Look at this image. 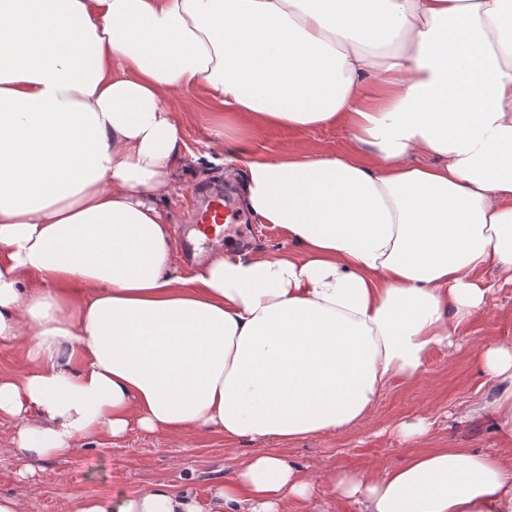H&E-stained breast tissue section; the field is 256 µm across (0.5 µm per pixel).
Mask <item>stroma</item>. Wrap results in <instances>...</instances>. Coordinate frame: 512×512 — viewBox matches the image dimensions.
<instances>
[{
    "instance_id": "35a3bbf8",
    "label": "stroma",
    "mask_w": 512,
    "mask_h": 512,
    "mask_svg": "<svg viewBox=\"0 0 512 512\" xmlns=\"http://www.w3.org/2000/svg\"><path fill=\"white\" fill-rule=\"evenodd\" d=\"M177 104L184 116L186 145L204 160L208 175L199 178L193 167L177 173L175 193L166 205L176 234L191 222L195 189L213 183L233 189L239 185L226 177L219 163L224 156V138L219 134L223 114L204 106L199 89L183 93ZM245 140L262 158L287 149L303 154L312 146L335 154L350 145L348 131L337 126L302 131L263 126L249 131ZM485 341L512 345V283L495 289L486 309L455 337L452 347L432 355L419 379L394 381L363 425L280 444L277 453L299 466L319 462L333 469L380 473L427 448L489 452L511 448L512 440L497 431L492 416H467L476 402L493 393L478 360V347ZM422 417L430 423L427 434L418 441L404 440L401 425ZM13 431V422L0 421V495L31 498L33 512H77L87 499L108 505L157 482L175 490L191 489L206 508L217 482L230 475L237 457L252 450L251 444L227 441L216 431L179 435L133 428L120 438L83 440L72 457L40 461L29 468L5 452Z\"/></svg>"
}]
</instances>
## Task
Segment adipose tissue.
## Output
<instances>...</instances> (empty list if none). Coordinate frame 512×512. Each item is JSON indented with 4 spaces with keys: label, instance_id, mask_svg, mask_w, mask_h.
Masks as SVG:
<instances>
[{
    "label": "adipose tissue",
    "instance_id": "ef3b65f1",
    "mask_svg": "<svg viewBox=\"0 0 512 512\" xmlns=\"http://www.w3.org/2000/svg\"><path fill=\"white\" fill-rule=\"evenodd\" d=\"M224 125H337L341 153L224 155L297 248L184 269L164 200L196 162L175 91ZM512 283V0H0V375L10 452L66 459L130 427L282 443L359 427ZM512 437V346L482 343ZM512 512L504 454L382 474L240 458L209 511ZM79 512H204L163 483ZM289 510L296 512H353L349 503L336 496L330 488L319 489L307 503L292 502Z\"/></svg>",
    "mask_w": 512,
    "mask_h": 512
}]
</instances>
